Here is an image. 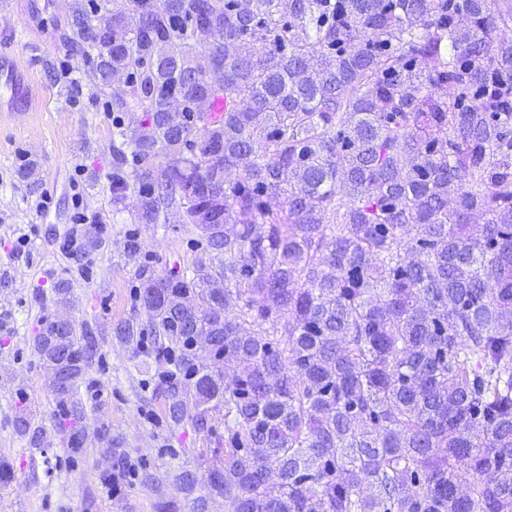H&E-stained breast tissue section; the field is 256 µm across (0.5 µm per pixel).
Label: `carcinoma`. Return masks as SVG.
I'll return each mask as SVG.
<instances>
[{
	"label": "carcinoma",
	"instance_id": "obj_1",
	"mask_svg": "<svg viewBox=\"0 0 512 512\" xmlns=\"http://www.w3.org/2000/svg\"><path fill=\"white\" fill-rule=\"evenodd\" d=\"M510 25L512 0H74V54L144 113L115 132L137 223L178 205L209 255L141 271L148 321L115 334L157 340L171 422L224 409L226 512H512ZM98 344L33 338L75 455Z\"/></svg>",
	"mask_w": 512,
	"mask_h": 512
}]
</instances>
